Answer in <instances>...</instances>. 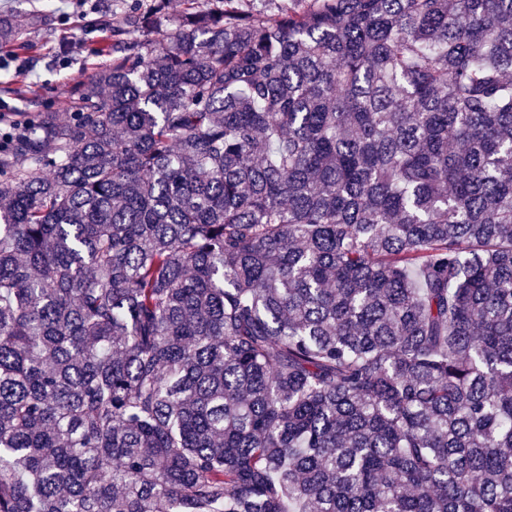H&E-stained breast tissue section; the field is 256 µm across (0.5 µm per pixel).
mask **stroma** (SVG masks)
Masks as SVG:
<instances>
[{"label":"stroma","instance_id":"stroma-1","mask_svg":"<svg viewBox=\"0 0 512 512\" xmlns=\"http://www.w3.org/2000/svg\"><path fill=\"white\" fill-rule=\"evenodd\" d=\"M151 0H0V14L25 20L20 35L25 47L0 67L14 77L0 83V134L10 123L39 112L68 121L74 116L73 89L104 65L97 47L103 6L113 14L129 8L145 10Z\"/></svg>","mask_w":512,"mask_h":512}]
</instances>
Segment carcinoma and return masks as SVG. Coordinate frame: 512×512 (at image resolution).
Returning <instances> with one entry per match:
<instances>
[{
	"label": "carcinoma",
	"instance_id": "cac0c4a2",
	"mask_svg": "<svg viewBox=\"0 0 512 512\" xmlns=\"http://www.w3.org/2000/svg\"><path fill=\"white\" fill-rule=\"evenodd\" d=\"M101 32L0 152V512H512V0Z\"/></svg>",
	"mask_w": 512,
	"mask_h": 512
}]
</instances>
